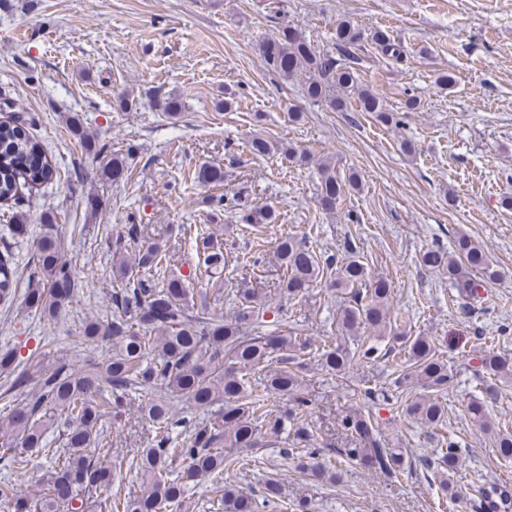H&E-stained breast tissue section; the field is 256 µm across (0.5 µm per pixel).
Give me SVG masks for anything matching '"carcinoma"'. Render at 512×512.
Segmentation results:
<instances>
[{
	"instance_id": "carcinoma-1",
	"label": "carcinoma",
	"mask_w": 512,
	"mask_h": 512,
	"mask_svg": "<svg viewBox=\"0 0 512 512\" xmlns=\"http://www.w3.org/2000/svg\"><path fill=\"white\" fill-rule=\"evenodd\" d=\"M362 34L352 21L336 24L334 54H319L295 28L284 25L261 45L268 72L290 80L305 78L304 92L315 102H325L340 112H371L382 124L394 121L383 97L361 80L356 50ZM372 42L386 56L399 57L400 46L385 29L377 30ZM87 150L98 157L104 147L86 134L79 119L71 124ZM131 152L114 153L102 165L101 175L116 180L127 172ZM319 202L323 211L334 214L354 187L356 176L342 180L329 160L318 163ZM54 170L46 160L42 144L22 126L0 122V199L12 197L20 183L42 185L53 180ZM197 179L203 184L224 181V171L203 167ZM248 224H276L278 215L270 208L258 209L245 218ZM198 263L205 270L224 271V248L201 232ZM37 254L44 280L31 288L27 304L51 319L57 318L81 281L71 272L58 240L45 235L37 242ZM282 269L280 294L288 299L304 292L334 272L330 288L355 289L352 303L341 309L339 331L353 341L341 346L336 337L319 348L321 366L338 375L355 361L379 354L402 367L391 387L364 388L359 397L366 403L380 399L393 401L394 392L419 384L424 393L405 405V416L429 427L440 425L445 406L440 394L454 383L452 367L426 336L415 338L395 334L399 345L380 351L368 343L365 331L380 333L392 328L389 300L391 285L382 278H370L365 264L350 250L341 259H321L314 250L291 236L276 247ZM422 264L442 270L457 288L462 300L478 298L479 289L499 278L480 246L465 236L456 239L454 249H429ZM115 278L125 287L112 293L116 312L112 319H89L81 344L112 346V356L103 365L87 367L61 362L55 366L38 363L32 375L40 383L38 393L0 420V455L18 459L19 448H43L48 431L58 425L66 428L65 448L57 452L46 484H37L18 495L8 482H0V508L6 512H85V494L112 486L117 470L128 466L136 472L140 491L114 501L112 495L97 502L99 512H169L186 506L192 485L210 482L218 505L224 512H256L258 504L241 489L227 482L225 474L241 463L239 454L275 445L286 435L290 447L279 453L298 460L302 472L317 481L336 482L340 473L323 461L320 448L310 447L312 415L305 396L304 373L307 363L300 352L309 340L293 331L265 334L269 326L284 325L280 308L268 295L254 288L242 291L231 319L189 313L190 289L185 276L169 275L156 282L155 274L166 272L165 246L154 243L139 247L134 254H113ZM474 271L477 276L466 275ZM13 269L0 258V299L12 293ZM273 319H268V314ZM475 374L482 381V396L472 399L467 413L472 422L488 427L486 402L496 394L495 379L512 377V359L500 356L491 347L476 356ZM108 397L98 402L95 396ZM141 397L138 412L152 423L154 441L133 451L129 458L112 451V440L103 425L108 416L121 411L131 394ZM278 398L289 403L281 411L269 403ZM220 406L218 414L206 422L189 419L192 412H207ZM191 433L192 441L182 443L173 436L175 427ZM341 426L346 434L360 441L361 448H338L343 460H360L369 468L396 478L406 468L403 450L384 438L370 418L347 414ZM462 458V448L454 438L448 447L426 465L441 475L454 473ZM477 512H512V488L492 484L477 489Z\"/></svg>"
}]
</instances>
